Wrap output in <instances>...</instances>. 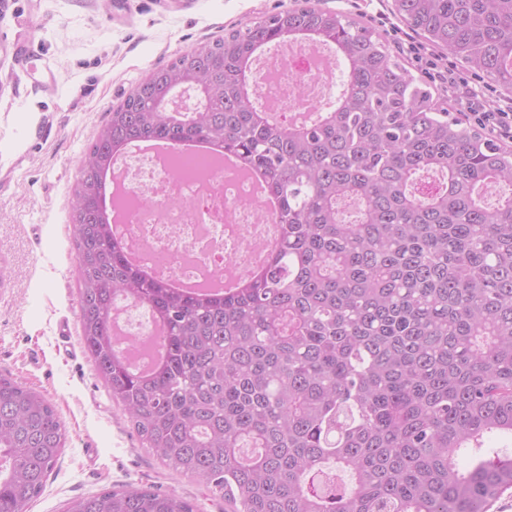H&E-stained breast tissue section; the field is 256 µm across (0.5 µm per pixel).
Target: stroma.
<instances>
[{"instance_id": "obj_1", "label": "stroma", "mask_w": 512, "mask_h": 512, "mask_svg": "<svg viewBox=\"0 0 512 512\" xmlns=\"http://www.w3.org/2000/svg\"><path fill=\"white\" fill-rule=\"evenodd\" d=\"M298 0H0V374L43 394L66 446L26 512L133 486L224 512L145 448L80 339L76 175L107 113L152 70ZM396 45L393 0H319ZM69 327L60 336V324Z\"/></svg>"}]
</instances>
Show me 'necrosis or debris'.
I'll use <instances>...</instances> for the list:
<instances>
[{"mask_svg": "<svg viewBox=\"0 0 512 512\" xmlns=\"http://www.w3.org/2000/svg\"><path fill=\"white\" fill-rule=\"evenodd\" d=\"M320 49L299 46L269 58L265 69L276 76L259 83L261 100L289 117L319 108L321 90L332 76ZM134 198L126 216L130 244L155 261L161 273L190 278L211 263L206 244L223 247L224 264L246 270L274 224L271 212L253 205L243 180L218 172L202 151L146 156L140 165L125 164Z\"/></svg>", "mask_w": 512, "mask_h": 512, "instance_id": "necrosis-or-debris-1", "label": "necrosis or debris"}]
</instances>
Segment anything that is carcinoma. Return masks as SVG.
<instances>
[{
  "label": "carcinoma",
  "instance_id": "1",
  "mask_svg": "<svg viewBox=\"0 0 512 512\" xmlns=\"http://www.w3.org/2000/svg\"><path fill=\"white\" fill-rule=\"evenodd\" d=\"M394 12L512 92V0ZM287 38L332 44L346 66L340 96L301 126L247 89L257 51ZM181 89L195 111H159ZM159 138L218 143L263 173L280 237L246 286L177 291L124 260L103 175L123 146ZM419 171L443 179L424 187ZM488 183L512 186L511 148L438 108L380 34L304 0L151 71L108 112L71 205L83 348L139 439L224 493V512H488L512 489V457L458 465L512 435V195L489 206ZM119 297L153 310L165 351L146 369L119 353ZM65 440L52 404L0 375V512H25ZM68 512L196 508L122 488Z\"/></svg>",
  "mask_w": 512,
  "mask_h": 512
}]
</instances>
